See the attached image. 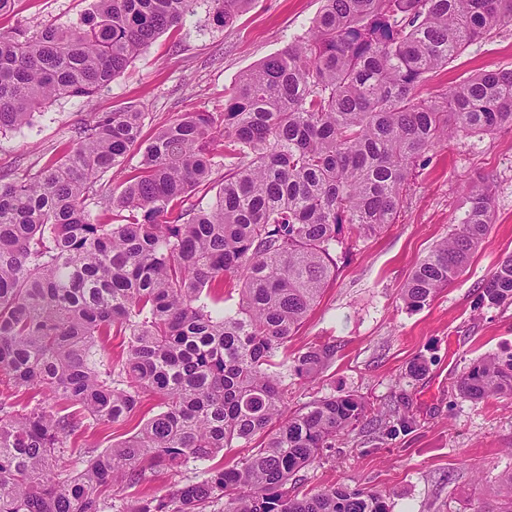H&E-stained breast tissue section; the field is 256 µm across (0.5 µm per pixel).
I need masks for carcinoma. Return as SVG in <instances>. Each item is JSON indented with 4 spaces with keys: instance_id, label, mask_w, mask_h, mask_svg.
I'll use <instances>...</instances> for the list:
<instances>
[{
    "instance_id": "carcinoma-1",
    "label": "carcinoma",
    "mask_w": 512,
    "mask_h": 512,
    "mask_svg": "<svg viewBox=\"0 0 512 512\" xmlns=\"http://www.w3.org/2000/svg\"><path fill=\"white\" fill-rule=\"evenodd\" d=\"M250 0H212L225 25ZM192 0H94L71 27L0 31V131L124 72ZM512 22V0H323L309 36L243 74L222 112H181L143 143L146 113L101 112L37 172L0 175V512H390L382 494L288 491L337 436L363 422L347 394L287 409L282 379L314 378L330 343L288 355L292 332L334 276L343 231L395 223L426 153L459 134L512 127V68L424 98L429 74ZM138 168L114 188L102 182ZM224 171L220 183L212 175ZM215 192L202 206L197 194ZM486 182L449 237L401 289L421 310L463 271L492 224ZM240 281L236 310L212 305ZM512 303V257L482 288ZM127 338L114 359L108 343ZM463 397L512 400V348L471 363ZM147 395L159 411L106 448L86 434L122 425ZM251 448L241 464L215 459ZM74 467L65 477L57 462ZM208 463L168 495L157 469Z\"/></svg>"
}]
</instances>
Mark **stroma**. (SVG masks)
I'll return each instance as SVG.
<instances>
[{"label": "stroma", "instance_id": "obj_1", "mask_svg": "<svg viewBox=\"0 0 512 512\" xmlns=\"http://www.w3.org/2000/svg\"><path fill=\"white\" fill-rule=\"evenodd\" d=\"M91 0H16L0 28L35 35L75 24ZM320 0H250L232 23L215 24L210 0H193L182 25L159 36L104 90L58 100L31 126L0 133V173L36 172L62 154L75 128L96 113L135 105L147 118L144 139L180 112H220L224 91L291 40L306 36ZM512 68V23L469 45L433 73L423 96L448 92L469 75ZM411 180L394 224L353 243L333 280L287 342L289 353L336 345L314 380L288 383L295 409L311 400L356 394L372 412L365 426L337 437L319 463L299 471L296 492L345 486L383 494L390 512H494L512 469V402L463 398L456 380L476 359L512 347V304L483 302L482 286L512 256V127L460 136L429 153ZM494 192L493 224L463 273L422 310L406 308L401 289L416 264L447 237L480 178ZM425 361L424 375L409 374ZM409 426H402L401 418Z\"/></svg>", "mask_w": 512, "mask_h": 512}]
</instances>
